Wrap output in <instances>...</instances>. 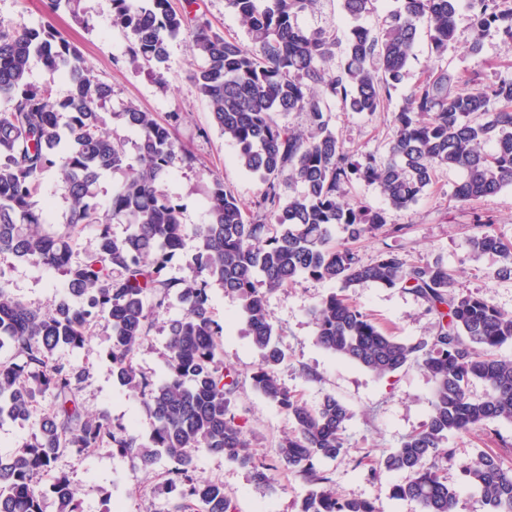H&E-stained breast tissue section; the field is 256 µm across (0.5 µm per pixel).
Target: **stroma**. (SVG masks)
<instances>
[{
	"instance_id": "1",
	"label": "stroma",
	"mask_w": 512,
	"mask_h": 512,
	"mask_svg": "<svg viewBox=\"0 0 512 512\" xmlns=\"http://www.w3.org/2000/svg\"><path fill=\"white\" fill-rule=\"evenodd\" d=\"M170 4L175 11L190 12L197 22L224 36L242 42L248 39L246 27L228 8L226 0H170ZM0 21L29 27L52 24L81 50L97 77L112 86V102L101 110L100 120L126 149H133L135 136L117 116L123 105L136 104L162 119L175 111L181 113L182 119L176 126L177 140L194 151L200 162L191 169L173 168L166 188L181 205L183 222L188 227L207 222V197L214 178L223 179L225 186L244 203L255 201L261 182L238 164L236 146L213 125L210 109L191 80L201 60L193 54L187 40L178 38L169 43L163 65L166 81L161 84L146 69L129 62L125 54L127 37L112 25V0H80L77 12L63 7L54 14L48 13L46 0H0ZM299 22L307 29L334 32L341 42L354 23L345 17L341 0H319L316 8L302 15ZM470 40L469 14L463 10L456 17V37L443 58L449 69L462 78L477 71L488 82L512 79V49L504 46L496 31L485 33L478 53L469 51ZM431 64L424 49L410 58L384 111L375 115L346 111L341 100H331L330 125L355 159L368 154L379 159L386 157L391 117L403 108ZM462 177L460 170H442L436 186L406 208L391 206L376 185L355 183L351 200L371 210L384 211L386 217L384 227L358 242L357 253L366 264L373 263L379 252L387 249L398 252L410 265L443 261L454 275L453 292L484 296L512 313V278L494 277L493 272L500 264L498 257L474 255L468 245L478 216L488 220L496 235L512 243V186L461 203L455 199L454 190ZM0 270L6 273L11 293L31 307L52 309L69 297L63 276L36 268L11 253H0ZM339 290L337 282L301 277L269 295L268 310L286 352L279 367V379L308 405H318L330 394L352 414L344 433L345 452L336 460L318 464L331 478L337 496L374 500L380 512H420L416 502L390 496L392 485L403 482L404 474L382 469L372 477L360 461L366 457L380 459L398 448L406 435L424 425L433 382L415 366L379 377L322 349L315 340L309 309ZM350 294L378 325L401 340L425 337L436 329L435 313L411 290L367 282L352 288ZM210 295L214 318L225 330L224 358L239 372L232 408L244 422L257 458L271 459L279 439L292 431L293 422L251 387L249 376L259 362V354L252 345L238 300L215 284L210 287ZM183 313L182 305L175 302L157 314L136 360L139 371L147 377L157 380L163 376L166 324ZM110 345L111 329L101 321L93 327L84 348L61 347L54 357L84 369L85 380L77 397L85 413L107 414L113 424H131L139 434L148 435L153 421L141 398L117 385L107 356ZM504 439L512 442V423L494 421L476 433L451 437L450 444L460 460L468 461L479 452L498 448ZM196 464L201 475L223 484L235 512H299L307 490L299 477L282 470L275 474L273 489L256 487L246 468L204 450L198 452ZM167 468L163 462L155 472H145L109 447L82 458L61 452L50 473L38 480L44 494L43 510L57 512V504L48 490L54 477L64 475L77 489L78 512H107L115 503L124 512H168L172 495L165 483Z\"/></svg>"
}]
</instances>
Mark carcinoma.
Listing matches in <instances>:
<instances>
[{
  "mask_svg": "<svg viewBox=\"0 0 512 512\" xmlns=\"http://www.w3.org/2000/svg\"><path fill=\"white\" fill-rule=\"evenodd\" d=\"M317 0H227L247 26L249 44L225 38L207 26H190L186 13L169 0H112L113 26L127 36L133 64L165 62L169 40L186 32L202 64L191 79L209 104L214 124L236 144L242 168L260 176L263 190L249 208L224 181L214 179L208 222L192 230L180 206L164 187L175 164L192 168L198 157L179 146L174 130L180 115L160 121L133 104L118 116L136 135L135 156L101 126L99 110L112 99V86L100 81L79 51L51 24L40 28L0 23V253L7 251L65 278L78 302L53 310L32 308L14 297L0 270V420H34L30 442L13 454H0V512H43L39 476L60 452L81 457L110 447L150 471L163 459L168 489L175 493L171 512H234L224 486L201 476L195 454L205 449L250 468L255 485L273 488L272 471L296 473L308 486L300 512H380L368 499L344 500L331 479L316 467L345 451L343 432L350 412L327 394L316 407L282 385L285 360L267 308V294L299 277L334 280L346 290L365 282L409 288L438 316L437 331L401 341L376 325L350 298L331 293L310 310L316 342L378 376L415 365L434 381L423 428L406 436L378 465L403 472L392 497L416 502L421 512H455L457 493L443 476L459 468L488 512H512V466L505 458L512 443L481 451L463 463L449 437L467 434L491 421L512 423V359L499 350L512 344V316L487 298L455 294L442 263L409 266L397 253L361 263L354 244L386 224L380 211L347 199L358 181L379 187L390 204L407 208L435 182L441 168L459 169L464 178L455 198L475 201L512 184V80L487 84L475 72L459 78L439 64L455 40V17L470 12L472 41L494 28L512 48V0H401L381 26L351 28L343 61L330 71L320 62L335 55L336 36L308 30L299 17ZM372 0H342L344 12L358 20ZM429 32L428 50L436 59L406 106L392 115L388 155L351 159L330 127L329 101L341 99L352 112L381 111L414 56L419 28ZM71 84L62 100L49 84L28 81L30 60ZM303 112L312 134L280 125L274 115ZM125 169L112 188L108 209L100 212L94 186L107 171ZM59 172L70 202L62 224L48 229L46 214L33 196L43 176ZM301 185L297 194L281 180ZM126 234H112V224ZM97 228L95 249H75L78 233ZM342 227V242L333 231ZM469 238L476 254L502 259L498 277L512 276V245L477 223ZM193 234L199 254L180 278L167 268ZM216 283L240 302L260 364L251 374L254 391L283 409L295 425L282 437L273 460L251 451L243 426L230 405L238 372L224 361L223 327L214 319L209 287ZM176 298L185 313L167 325L166 373L156 382L135 360L153 325L156 310ZM112 331L108 357L117 383L140 395L153 418L148 439L133 428L114 429L105 415L82 413L76 391L84 371L57 362L60 346L83 348L94 323ZM483 386L477 394L474 383ZM51 395L48 405L42 398ZM58 512H77V489L61 475L50 485Z\"/></svg>",
  "mask_w": 512,
  "mask_h": 512,
  "instance_id": "1",
  "label": "carcinoma"
}]
</instances>
